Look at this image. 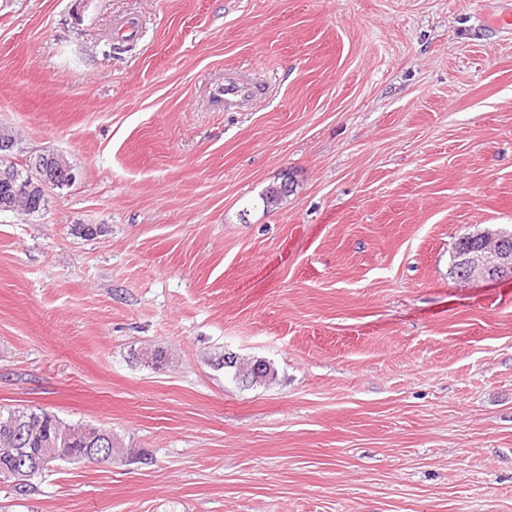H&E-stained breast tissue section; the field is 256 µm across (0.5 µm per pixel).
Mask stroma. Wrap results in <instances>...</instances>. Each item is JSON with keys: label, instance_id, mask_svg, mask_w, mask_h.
Instances as JSON below:
<instances>
[{"label": "stroma", "instance_id": "stroma-1", "mask_svg": "<svg viewBox=\"0 0 512 512\" xmlns=\"http://www.w3.org/2000/svg\"><path fill=\"white\" fill-rule=\"evenodd\" d=\"M511 13L0 0V127L76 175L0 212V408L112 432L0 512H512V278L450 260L512 230Z\"/></svg>", "mask_w": 512, "mask_h": 512}]
</instances>
